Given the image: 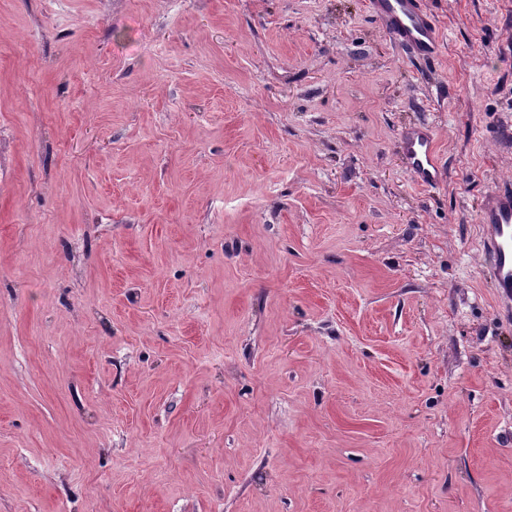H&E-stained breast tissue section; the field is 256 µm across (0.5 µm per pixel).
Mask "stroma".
<instances>
[{
    "label": "stroma",
    "instance_id": "35a3bbf8",
    "mask_svg": "<svg viewBox=\"0 0 512 512\" xmlns=\"http://www.w3.org/2000/svg\"><path fill=\"white\" fill-rule=\"evenodd\" d=\"M427 7L0 0V512H512V0ZM384 29L402 48L425 60L440 51L437 24L424 0H371ZM400 148L413 181L422 187H436L443 172L435 144V133L428 124H415L404 129ZM483 250L488 257L486 277L496 288L502 311L512 310V183L506 182L484 196L480 204Z\"/></svg>",
    "mask_w": 512,
    "mask_h": 512
}]
</instances>
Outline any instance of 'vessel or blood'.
I'll return each mask as SVG.
<instances>
[{"instance_id": "1", "label": "vessel or blood", "mask_w": 512, "mask_h": 512, "mask_svg": "<svg viewBox=\"0 0 512 512\" xmlns=\"http://www.w3.org/2000/svg\"><path fill=\"white\" fill-rule=\"evenodd\" d=\"M371 8L384 29L402 48L425 60L440 51L437 24L425 0H371ZM400 148L413 181L437 186L443 177L433 128L415 124L404 129ZM485 273L494 286L503 312L512 311V183L506 182L484 196L478 212Z\"/></svg>"}]
</instances>
